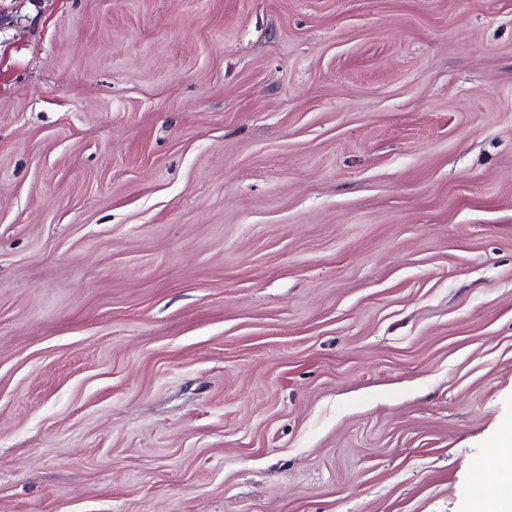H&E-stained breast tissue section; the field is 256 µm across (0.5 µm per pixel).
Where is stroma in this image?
I'll return each instance as SVG.
<instances>
[{
	"instance_id": "1",
	"label": "stroma",
	"mask_w": 512,
	"mask_h": 512,
	"mask_svg": "<svg viewBox=\"0 0 512 512\" xmlns=\"http://www.w3.org/2000/svg\"><path fill=\"white\" fill-rule=\"evenodd\" d=\"M0 7V512H469L512 0Z\"/></svg>"
}]
</instances>
